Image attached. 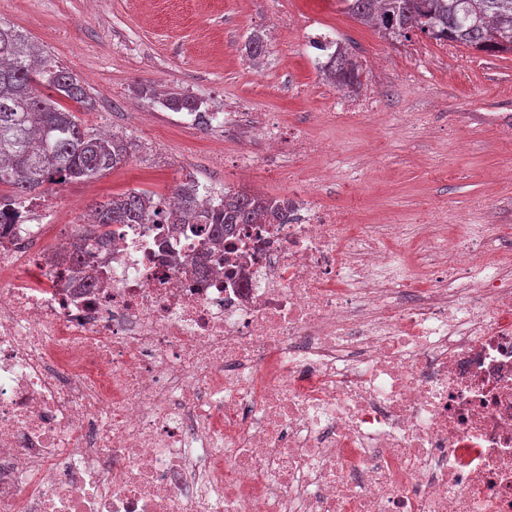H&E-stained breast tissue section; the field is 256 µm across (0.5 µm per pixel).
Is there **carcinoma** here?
I'll return each instance as SVG.
<instances>
[{
  "instance_id": "cac0c4a2",
  "label": "carcinoma",
  "mask_w": 512,
  "mask_h": 512,
  "mask_svg": "<svg viewBox=\"0 0 512 512\" xmlns=\"http://www.w3.org/2000/svg\"><path fill=\"white\" fill-rule=\"evenodd\" d=\"M355 21L387 40L424 36L487 53H512V0H339ZM339 88L360 85L357 61L340 46L319 67ZM55 91L45 95L41 87ZM67 99L88 109L91 100L69 70L14 26L0 21V214L22 205L30 195L68 181L98 179L121 166L130 154L126 139L96 132L60 104ZM165 106L203 118L202 102L172 94ZM177 206L166 212L144 193L131 191L95 205L92 220L79 228L81 243L109 242L114 224H192L194 232L224 241L231 224H260L281 215L279 198L227 190L217 201L199 200L189 180L175 192Z\"/></svg>"
}]
</instances>
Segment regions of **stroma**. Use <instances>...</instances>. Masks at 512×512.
I'll return each instance as SVG.
<instances>
[{"label":"stroma","mask_w":512,"mask_h":512,"mask_svg":"<svg viewBox=\"0 0 512 512\" xmlns=\"http://www.w3.org/2000/svg\"><path fill=\"white\" fill-rule=\"evenodd\" d=\"M0 21L48 50L94 103H70L88 127L132 142L123 165L99 179L51 188L43 223L61 234L91 208L136 190L171 197L186 179L212 191L284 196L316 183L327 207L352 223H416L449 208L472 224L512 225V53L491 55L422 36L387 41L341 11L338 0H0ZM331 30L361 68L368 119L339 115V91L314 64L306 36ZM265 41L262 74L244 50ZM203 101L212 124L162 106L158 95ZM272 117L284 131L336 147V178L318 183L321 160L295 158L296 178L270 175L274 158L250 132ZM249 152L259 169L241 176Z\"/></svg>","instance_id":"35a3bbf8"}]
</instances>
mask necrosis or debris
Here are the masks:
<instances>
[{
    "instance_id": "obj_1",
    "label": "necrosis or debris",
    "mask_w": 512,
    "mask_h": 512,
    "mask_svg": "<svg viewBox=\"0 0 512 512\" xmlns=\"http://www.w3.org/2000/svg\"><path fill=\"white\" fill-rule=\"evenodd\" d=\"M215 247L0 218V512H512V233L353 224L316 186ZM207 274H199V265Z\"/></svg>"
}]
</instances>
